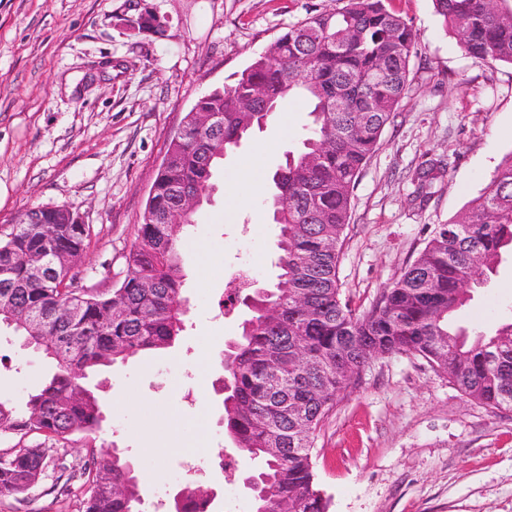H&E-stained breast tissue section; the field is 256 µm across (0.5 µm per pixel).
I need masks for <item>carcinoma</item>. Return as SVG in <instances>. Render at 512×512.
<instances>
[{
	"label": "carcinoma",
	"mask_w": 512,
	"mask_h": 512,
	"mask_svg": "<svg viewBox=\"0 0 512 512\" xmlns=\"http://www.w3.org/2000/svg\"><path fill=\"white\" fill-rule=\"evenodd\" d=\"M434 5L468 55L512 64V0ZM416 46L412 25L384 0H346L289 27L233 84L206 96L217 130L198 132L186 114L191 132L169 143L124 278L110 294L78 286L71 256L84 251L87 237L74 225H56L46 240L39 225L16 224L0 238V324L56 366L25 411L0 399V432L43 437L0 453V498L39 482L54 443L99 428L103 414L83 384L87 371L176 342L188 313L181 257L194 213L180 223L165 215L185 196L208 199L225 156L292 97L304 101L311 122L302 149L287 152L272 177L277 282L242 299L251 315L224 351V435L257 462L246 477L254 512H328L314 487L311 451L347 395L348 372L372 356L418 355L476 402L512 410V323L470 343L448 324L468 298L465 284H487L512 251V154L368 312L358 315L342 299L338 265L351 192L404 97ZM255 86L263 90L258 111H241ZM43 254L54 266L37 281L30 267ZM352 336L369 340L368 349L351 346ZM78 474L88 483L84 512H144L135 463L122 449L112 448L106 462L90 447ZM191 501L210 505L208 495L186 487L173 512H188Z\"/></svg>",
	"instance_id": "obj_1"
}]
</instances>
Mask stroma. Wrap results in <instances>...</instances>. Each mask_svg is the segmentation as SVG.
I'll return each mask as SVG.
<instances>
[{
    "instance_id": "stroma-1",
    "label": "stroma",
    "mask_w": 512,
    "mask_h": 512,
    "mask_svg": "<svg viewBox=\"0 0 512 512\" xmlns=\"http://www.w3.org/2000/svg\"><path fill=\"white\" fill-rule=\"evenodd\" d=\"M166 20L157 35L129 30L130 0H0V230L36 206L78 208L90 238L74 273L85 288L118 287L150 187L171 137L197 99L232 83L288 27L345 0H144ZM418 36L409 85L393 123L352 192L339 280L356 312L369 310L438 225L485 188L512 153V65L466 54L432 0H388ZM309 122L289 99L228 156L196 212L183 254L189 312L179 341L146 358L91 373L105 420L58 454L76 463L88 446H117L139 466L145 504L172 503L185 486L182 458L206 467L193 485L212 512L225 501L252 512L243 483L250 460L224 436L226 341L249 318L238 307L216 321L227 275L250 267L259 286L276 278L275 226L264 194L245 195L243 165L270 181ZM431 161L446 170L426 199L414 195ZM453 315L474 333L512 321V256L471 288ZM55 370L0 325V397L23 403ZM235 456L238 469L215 461ZM312 463L329 512H512V411L463 395L420 356L370 359L326 418ZM48 466L29 493L0 512H83L85 492L61 490Z\"/></svg>"
}]
</instances>
